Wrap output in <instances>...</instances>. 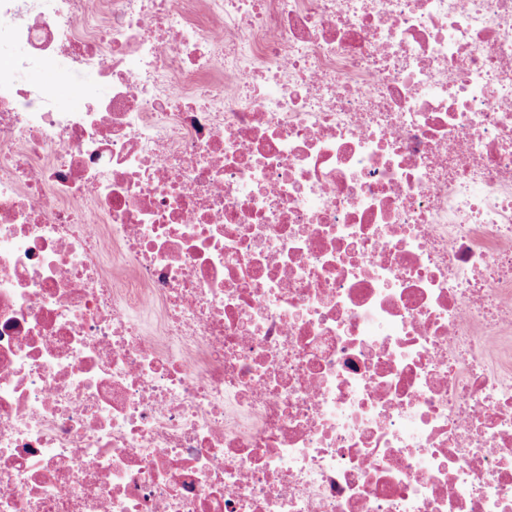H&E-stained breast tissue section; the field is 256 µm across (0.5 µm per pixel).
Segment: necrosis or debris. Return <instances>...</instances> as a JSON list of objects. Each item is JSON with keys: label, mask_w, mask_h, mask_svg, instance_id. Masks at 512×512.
<instances>
[{"label": "necrosis or debris", "mask_w": 512, "mask_h": 512, "mask_svg": "<svg viewBox=\"0 0 512 512\" xmlns=\"http://www.w3.org/2000/svg\"><path fill=\"white\" fill-rule=\"evenodd\" d=\"M0 32V512H512V0ZM82 82L87 96L71 99L65 89H60L57 99L62 106L71 109L83 108L91 99L103 98L108 92V87L94 71L78 70L75 73L74 82Z\"/></svg>", "instance_id": "necrosis-or-debris-1"}]
</instances>
